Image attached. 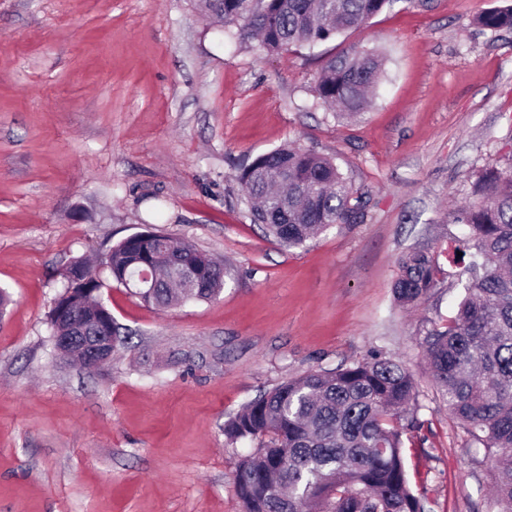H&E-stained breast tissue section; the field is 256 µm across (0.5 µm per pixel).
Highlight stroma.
<instances>
[{"label": "stroma", "instance_id": "35a3bbf8", "mask_svg": "<svg viewBox=\"0 0 512 512\" xmlns=\"http://www.w3.org/2000/svg\"><path fill=\"white\" fill-rule=\"evenodd\" d=\"M512 0H394L362 28L275 53L229 41L196 0H0V512H239L224 423L306 372L372 353L418 386L406 464L427 512H493L494 456L440 400L423 339L454 314L453 209L512 174ZM372 50L354 117L316 103L331 58ZM292 144L332 158L365 216L285 248L251 221L241 165ZM225 264L221 295L164 310L109 274L131 338L87 370L55 355L63 272L144 230ZM441 267L418 306L394 297L412 246ZM476 23L481 28L491 31L511 29L512 6L483 10L477 15Z\"/></svg>", "mask_w": 512, "mask_h": 512}]
</instances>
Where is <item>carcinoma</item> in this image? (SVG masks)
Returning <instances> with one entry per match:
<instances>
[{
  "label": "carcinoma",
  "mask_w": 512,
  "mask_h": 512,
  "mask_svg": "<svg viewBox=\"0 0 512 512\" xmlns=\"http://www.w3.org/2000/svg\"><path fill=\"white\" fill-rule=\"evenodd\" d=\"M236 28L239 41L261 38L273 51L316 43L362 27L392 0H201ZM483 29L512 28V6L481 11ZM383 60L355 52L328 61L314 94L326 106L358 113L371 104ZM236 179L255 223L288 248L333 224L364 218L362 198L336 163L281 146L243 166ZM478 198L451 213L468 227L457 251L470 256L455 316L430 330L423 345L437 390L470 440L495 452L491 473L496 512H512V177L487 171ZM92 263L79 257L88 287L98 267L144 304L166 308L211 301L224 288V265L170 235H130ZM143 271L153 272L142 279ZM438 268L429 252L399 260L396 300L427 299ZM418 396L400 363L374 354L331 371H309L259 396L224 423V436L259 441L236 466L241 512H425L405 466L395 423Z\"/></svg>",
  "instance_id": "carcinoma-1"
}]
</instances>
